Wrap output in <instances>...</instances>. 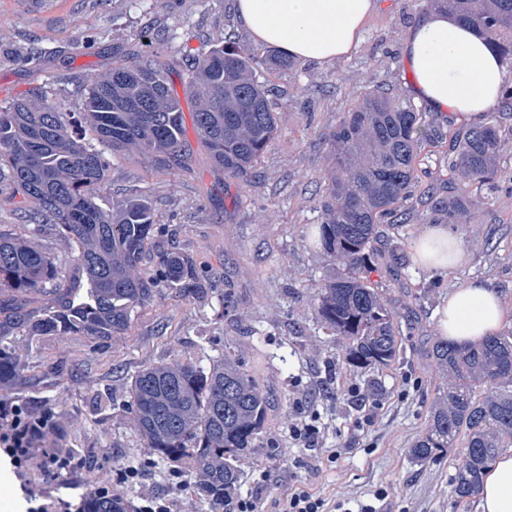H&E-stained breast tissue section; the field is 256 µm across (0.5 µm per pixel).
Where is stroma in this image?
Listing matches in <instances>:
<instances>
[{
	"mask_svg": "<svg viewBox=\"0 0 512 512\" xmlns=\"http://www.w3.org/2000/svg\"><path fill=\"white\" fill-rule=\"evenodd\" d=\"M430 9L429 0H380L349 57L279 68L269 63L274 48L251 37L231 0H59L45 12L0 0V110L41 88L62 111H81L89 75L142 54L171 66V87L182 97L184 114H192L196 104L183 95L186 64L229 32L254 52L279 114L278 131L257 164L259 175L248 185L213 167L190 121L186 166L174 172L102 146L109 163L102 202L149 198L158 219L173 230L161 248L205 263L211 291L203 302L167 293L136 316L128 334L104 342L85 336L33 342L23 373L0 399L21 401L32 412L56 402L44 448L68 451L81 465L54 478L41 450L19 470L1 460L0 492L15 512H26L31 495L50 510L57 498L99 486L124 488L135 508L163 499L170 512H207L195 495L176 486L172 463L144 461L129 426L133 376L179 350L204 366L231 352L276 395L260 448L240 463L237 497L259 496L265 512L298 489L323 498L329 512H355L361 503L377 512H476V500L459 503L451 493L461 448L434 464L415 462L410 448L425 431L444 383L427 355L437 340L434 315L441 299L465 281L484 280L512 306V191L473 188L475 202L485 206L483 217L449 226L468 257L444 273L410 258L413 240L429 225V200L419 199L407 223L383 225L370 280L397 312L403 355L394 365L349 370L346 341L317 320L307 298L310 284L331 270L317 242L329 155L320 134L352 107L354 91L378 85L409 94L403 40ZM146 29L153 32L147 42L139 38ZM34 46L41 57L27 60ZM228 293L239 302L231 316L224 313ZM374 379L384 393L371 400ZM303 421L318 430L305 444L290 435ZM126 468L136 475L119 482Z\"/></svg>",
	"mask_w": 512,
	"mask_h": 512,
	"instance_id": "1",
	"label": "stroma"
}]
</instances>
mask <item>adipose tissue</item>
I'll return each instance as SVG.
<instances>
[{"mask_svg": "<svg viewBox=\"0 0 512 512\" xmlns=\"http://www.w3.org/2000/svg\"><path fill=\"white\" fill-rule=\"evenodd\" d=\"M378 0H235L251 36L288 57L330 63L360 43ZM403 59L416 99L455 119L476 121L501 96V58L471 28L447 13L431 11L411 27ZM466 251L436 224L412 243V260L427 270L462 264ZM512 324V308L484 281L449 291L436 311V333L459 346L475 344ZM478 512H512V453L501 454L483 476Z\"/></svg>", "mask_w": 512, "mask_h": 512, "instance_id": "ef3b65f1", "label": "adipose tissue"}]
</instances>
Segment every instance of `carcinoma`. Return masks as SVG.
Returning <instances> with one entry per match:
<instances>
[{
	"label": "carcinoma",
	"mask_w": 512,
	"mask_h": 512,
	"mask_svg": "<svg viewBox=\"0 0 512 512\" xmlns=\"http://www.w3.org/2000/svg\"><path fill=\"white\" fill-rule=\"evenodd\" d=\"M432 2L485 35L504 60L512 59V0ZM188 89L196 103L193 124L214 167L242 184L256 178L278 119L257 80L252 51L235 44L212 47L191 65ZM359 97L322 133L330 154L318 235L336 271L309 287L321 322L348 341L346 362L353 368L388 366L400 356L391 299L371 286L363 269L380 226L406 220L413 209L422 146L445 139L429 113L397 90L367 89ZM84 124L114 149L182 167L184 112L169 69L151 59L91 76L78 114L61 112L37 94L0 110V182L21 196L31 235L49 233L70 247L63 264L50 250L0 231V384L22 373L35 339L124 335L165 290L191 299L208 293L206 272L186 254L162 253L151 272L143 270L145 253L166 228L142 197L115 199L108 209L97 203L108 162L85 142ZM511 136L488 112L450 137L448 197L425 190L444 223L481 219L463 185L495 183L500 148ZM43 294L54 296L53 304L28 307L25 297ZM428 356L443 371L446 387L410 455L430 463L464 437L452 493L469 500L483 471L512 448V332L466 351L440 340ZM269 405L266 391L236 356L226 352L203 367L194 356L176 353L133 378L130 429L144 453L183 465L209 512H224L239 483V462L257 448ZM128 508L127 496L110 488L77 503V512Z\"/></svg>",
	"instance_id": "obj_1"
}]
</instances>
